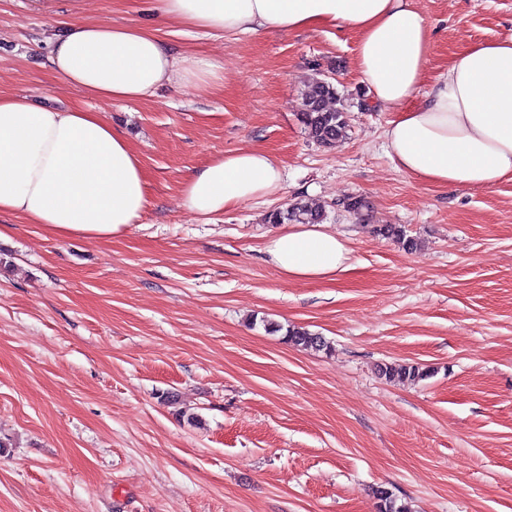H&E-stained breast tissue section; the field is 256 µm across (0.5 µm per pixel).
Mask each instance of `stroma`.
<instances>
[{"label": "stroma", "mask_w": 512, "mask_h": 512, "mask_svg": "<svg viewBox=\"0 0 512 512\" xmlns=\"http://www.w3.org/2000/svg\"><path fill=\"white\" fill-rule=\"evenodd\" d=\"M145 4L0 0V93L100 113L147 179L143 214L112 239L0 214V512H375L378 486L410 512H512V179L442 188L400 171L345 28L217 39L166 23L160 37L222 58L224 79L137 102L83 96L49 67L59 23L140 24ZM413 4L431 29L424 83L466 45L512 38V0ZM316 71L348 113L331 147L299 120ZM247 147L282 166L278 195L207 223L182 206L194 169ZM298 197L352 251L335 280L292 282L267 259L266 217ZM269 322L333 349L283 343ZM381 364L431 375L390 382ZM373 233L396 241L408 252L416 250L419 246L418 239L408 235L405 227L400 224H375Z\"/></svg>", "instance_id": "stroma-1"}]
</instances>
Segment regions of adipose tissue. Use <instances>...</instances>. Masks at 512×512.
I'll return each mask as SVG.
<instances>
[{
	"label": "adipose tissue",
	"mask_w": 512,
	"mask_h": 512,
	"mask_svg": "<svg viewBox=\"0 0 512 512\" xmlns=\"http://www.w3.org/2000/svg\"><path fill=\"white\" fill-rule=\"evenodd\" d=\"M150 11L224 36L348 27L357 35L362 83L377 104L397 113L383 137L399 170L439 186L492 187L512 178V38L463 49L424 92L431 32L412 0H150ZM47 61L72 88L111 102L224 76L219 60L174 54L149 29L104 21L62 24ZM283 182L270 153L242 148L193 171L182 204L207 220L276 195ZM146 203L139 155L98 113L0 94V214L58 237L109 239L136 223ZM266 251L293 281H326L351 267L343 237L322 224L292 225L269 238Z\"/></svg>",
	"instance_id": "obj_1"
}]
</instances>
